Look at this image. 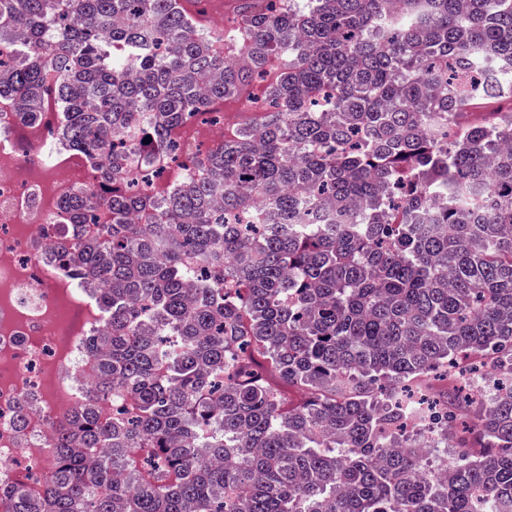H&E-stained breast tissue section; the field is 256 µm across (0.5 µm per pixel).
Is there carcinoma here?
<instances>
[{"mask_svg": "<svg viewBox=\"0 0 512 512\" xmlns=\"http://www.w3.org/2000/svg\"><path fill=\"white\" fill-rule=\"evenodd\" d=\"M234 23L245 66L176 0H0L20 37L0 97L24 122L62 105L74 150L106 152L52 259L101 286L111 328L43 494L0 512H512V0H239ZM255 80L261 118L204 155L208 180L125 177ZM144 112L147 143L121 141ZM99 205L104 252L79 232ZM327 205L350 223L308 219ZM148 209L166 221L133 223ZM472 354L483 393L429 395ZM460 422L444 479L422 448Z\"/></svg>", "mask_w": 512, "mask_h": 512, "instance_id": "1", "label": "carcinoma"}]
</instances>
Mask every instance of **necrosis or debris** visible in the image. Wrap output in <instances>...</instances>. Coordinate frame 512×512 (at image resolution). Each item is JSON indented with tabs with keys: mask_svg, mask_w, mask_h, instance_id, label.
Returning <instances> with one entry per match:
<instances>
[{
	"mask_svg": "<svg viewBox=\"0 0 512 512\" xmlns=\"http://www.w3.org/2000/svg\"><path fill=\"white\" fill-rule=\"evenodd\" d=\"M15 101H0V488L22 479L19 453L43 464L48 418H67L86 402L100 374L88 350L109 319L85 282L53 264L49 225L61 203L88 183L90 162L57 133L62 112L20 127ZM27 411H20V404Z\"/></svg>",
	"mask_w": 512,
	"mask_h": 512,
	"instance_id": "4bbe7bcc",
	"label": "necrosis or debris"
}]
</instances>
